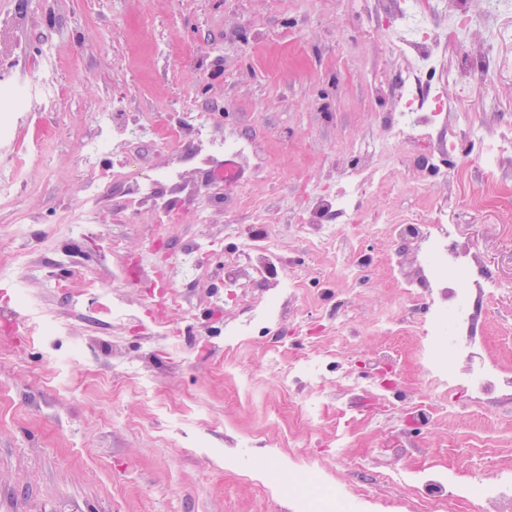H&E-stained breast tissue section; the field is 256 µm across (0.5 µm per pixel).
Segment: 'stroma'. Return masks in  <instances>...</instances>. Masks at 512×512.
Wrapping results in <instances>:
<instances>
[{"label": "stroma", "instance_id": "obj_1", "mask_svg": "<svg viewBox=\"0 0 512 512\" xmlns=\"http://www.w3.org/2000/svg\"><path fill=\"white\" fill-rule=\"evenodd\" d=\"M452 7L421 8L442 35L431 83L489 55L453 113L512 122V11L491 17L486 0H468L474 21L456 30ZM389 21L376 0H0V121L11 125L0 169L19 163L29 176L0 202V512H299L286 488L313 472L331 488L367 487L365 512L380 499L409 512L402 501L415 489L402 473L428 464L470 485L512 467V394L475 407L452 392L431 422L407 424L412 403L434 393L415 360L421 337L374 330L400 310L397 278L418 274L415 248L396 253L387 217L425 224L439 211L502 284L477 296L472 333L512 372V157L454 189L447 173L463 158L436 174L407 145L391 183L359 199L365 223L331 247L314 249L290 226L308 203L303 187L377 167L380 116L406 64L387 46L408 27ZM24 91L45 111L17 109ZM202 108L217 137L248 144L232 186L181 169L202 187L211 223L188 216L164 231L147 207L117 216L118 181L96 200L94 223H68L85 202L82 145L98 136L100 113L161 112L189 127ZM38 143L50 165L32 159ZM490 178L496 192L471 206ZM255 201L300 286L271 334L228 336L242 314L223 301L224 269L247 265ZM202 237L215 249L191 276L183 249ZM155 261L182 297L159 324ZM303 357L321 371L289 389ZM344 376L357 387H340ZM384 394L394 401L382 417Z\"/></svg>", "mask_w": 512, "mask_h": 512}]
</instances>
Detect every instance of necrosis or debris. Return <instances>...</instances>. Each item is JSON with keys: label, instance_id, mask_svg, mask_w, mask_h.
Masks as SVG:
<instances>
[{"label": "necrosis or debris", "instance_id": "4bbe7bcc", "mask_svg": "<svg viewBox=\"0 0 512 512\" xmlns=\"http://www.w3.org/2000/svg\"><path fill=\"white\" fill-rule=\"evenodd\" d=\"M404 45L410 51L408 64L401 74L404 90L397 96L393 109L384 113L385 134L375 146L378 170L382 173L386 172L389 160L408 142L431 153L441 151L454 155L460 151L459 133L449 132L444 141L438 138L440 127L453 109L451 96L422 82L423 74L433 67L440 46L435 28L427 22L415 24ZM101 121L111 127V139H119L127 151L155 133L161 134L165 147L182 159L196 158L200 149L206 147L222 148L232 153L245 150L244 145L237 141L224 142L214 137L210 122L202 116L193 127V140L189 143L184 142L180 126L163 124L158 114L116 112L103 115ZM463 132L481 139L484 144L480 155L473 160L476 166L489 171L502 158L512 155L511 128L469 123ZM178 181L176 168L161 170L151 180L134 183L119 208L128 213L138 205L150 203L155 208L159 226L182 223L183 213L164 200L160 191L162 184ZM371 185L369 177L359 171L350 176L348 185L339 187L330 182L319 187L312 194L311 207L296 213L295 230L309 237L315 246L331 245L341 227L319 223L317 213L335 211L350 223H359L360 211L353 199ZM388 231L393 236L409 239L418 247L420 276L401 282V306L417 308L425 314L420 323L424 340L417 353V361L428 380L445 390L466 386L478 404L492 394L512 389V376L504 375L495 364L474 363L473 358L480 345L468 339V286L485 289L487 294L493 295L499 290L498 282L490 276L476 273L469 248L456 239L451 226L441 218H434L426 224L399 220L389 225ZM248 256L253 281L266 284L267 291L256 297L245 295L239 299L244 317L237 330L243 334L255 329L269 331L271 314L280 296L294 293L298 287L296 275L289 272L287 260L276 252L271 237L263 233L252 234ZM452 359L469 363V370L461 375L449 370L448 362ZM420 484L422 488L435 490V504L439 505L441 512H456L457 503L473 493L456 484L447 472L431 468L423 472Z\"/></svg>", "mask_w": 512, "mask_h": 512}]
</instances>
